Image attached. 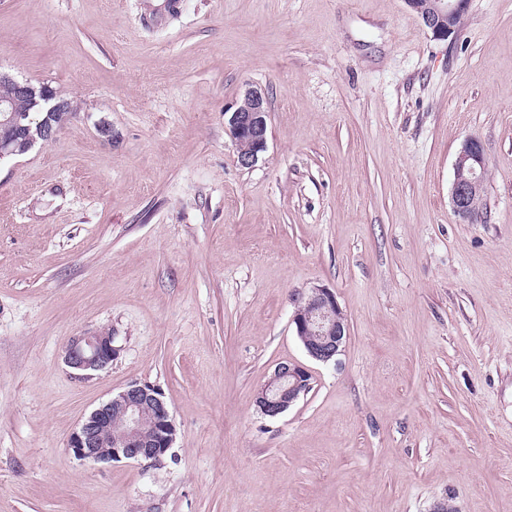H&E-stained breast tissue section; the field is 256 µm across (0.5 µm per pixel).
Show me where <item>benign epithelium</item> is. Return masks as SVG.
I'll list each match as a JSON object with an SVG mask.
<instances>
[{
	"label": "benign epithelium",
	"instance_id": "obj_1",
	"mask_svg": "<svg viewBox=\"0 0 512 512\" xmlns=\"http://www.w3.org/2000/svg\"><path fill=\"white\" fill-rule=\"evenodd\" d=\"M436 40L455 38L470 0H405ZM0 82L13 85L15 97L33 101L40 98L49 112H70L68 101L48 86H35L0 72ZM268 99L257 88L245 91L231 112L227 125L239 147L238 162L250 168L267 148ZM63 124L45 119L24 127L27 147L56 139ZM485 191V160L481 145L468 139L454 162L450 201L454 213L464 221L476 215V199ZM292 322L307 355L329 363L342 351L348 324L336 294L314 286L297 299ZM112 332L95 330L72 337L64 350L65 364L80 376H89L112 365L116 355ZM311 390L309 370L296 363H281L259 389L256 405L275 419ZM176 427L163 393L149 385L133 384L95 408L68 440V448L81 461L104 463L129 460L158 462L173 447Z\"/></svg>",
	"mask_w": 512,
	"mask_h": 512
}]
</instances>
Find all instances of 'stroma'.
<instances>
[{
  "mask_svg": "<svg viewBox=\"0 0 512 512\" xmlns=\"http://www.w3.org/2000/svg\"><path fill=\"white\" fill-rule=\"evenodd\" d=\"M0 71L77 110L0 160V512H512V0L447 41L405 0H0ZM250 87L244 168L224 111ZM316 285L349 326L325 364L292 322ZM96 329L117 354L77 376L62 351ZM285 362L312 388L270 419ZM132 384L173 447L77 460ZM268 112L265 93L249 88L227 120L229 132L239 147L238 162L243 167H252L267 148ZM485 160L481 145L468 139L454 162V178L450 201L454 213L464 221H471L477 212L476 199L485 191ZM311 385V374L306 367L281 363L259 389L256 405L264 416L278 418L307 395Z\"/></svg>",
  "mask_w": 512,
  "mask_h": 512,
  "instance_id": "35a3bbf8",
  "label": "stroma"
}]
</instances>
